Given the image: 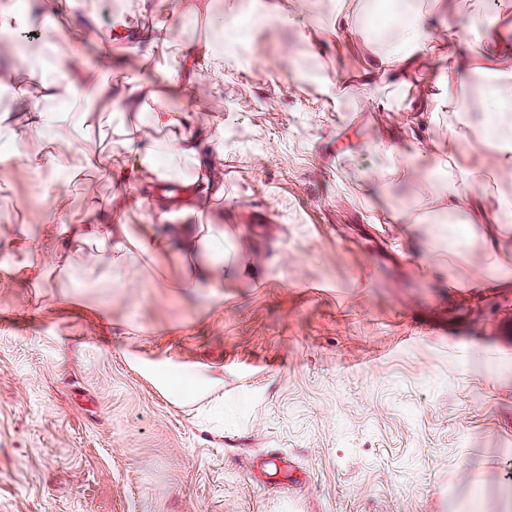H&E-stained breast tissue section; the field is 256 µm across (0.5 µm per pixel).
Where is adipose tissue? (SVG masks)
I'll use <instances>...</instances> for the list:
<instances>
[{
	"mask_svg": "<svg viewBox=\"0 0 512 512\" xmlns=\"http://www.w3.org/2000/svg\"><path fill=\"white\" fill-rule=\"evenodd\" d=\"M427 25L422 13L414 8L398 12L392 20V41L387 55L371 59L365 73V82H374L377 75L392 81L408 83L419 51L426 39ZM69 109L46 112L31 107L28 129L35 134H46L56 140L76 146L80 155L79 165L69 167L70 179H78L84 168L110 167L98 142L88 132V114L82 109L85 88L71 85ZM441 98L449 108H456L464 99H473L480 109L470 112L448 137V156L456 158L471 143L474 127L494 132L499 142L496 161L502 168L512 167V136L505 129V119L512 115V83L505 81L489 92L470 93L466 84L445 83ZM195 136L183 138L178 144L157 140L133 149L135 172L148 183L165 179L167 165L176 161L196 169V179L187 182V195L198 193L218 195L223 186L217 185L210 173L204 172L205 159L198 148ZM485 171L484 164L457 169L448 176V187L443 197L448 213L468 212L472 223L489 221L486 203L473 195ZM184 211H170L166 207L149 205L143 214V226L137 235H127L124 225L111 219L85 224L69 232L59 249L38 250L34 260L27 265V272L42 273L44 269L57 271L58 281L79 280L85 286H98L116 295L124 293L131 284L130 274L159 263L167 253L185 254L189 262L182 269L181 285L195 289L224 272V228L219 224L184 223Z\"/></svg>",
	"mask_w": 512,
	"mask_h": 512,
	"instance_id": "ef3b65f1",
	"label": "adipose tissue"
}]
</instances>
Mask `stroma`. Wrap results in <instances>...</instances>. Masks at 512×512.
Wrapping results in <instances>:
<instances>
[{
  "label": "stroma",
  "instance_id": "1",
  "mask_svg": "<svg viewBox=\"0 0 512 512\" xmlns=\"http://www.w3.org/2000/svg\"><path fill=\"white\" fill-rule=\"evenodd\" d=\"M287 19L257 21L270 0H35L19 38L0 46V85L31 84L18 52L49 54L72 82L136 78L165 108L208 109L207 164L224 200L201 197L195 224L223 225L239 267L256 276L191 292L173 255L149 284L100 303L63 286L46 303L6 280L45 243L37 177L0 162V512H501L512 488V223L481 224L448 251L439 196L451 110L430 97L448 26L488 54L512 33V10L474 23L471 0H423L433 46L415 83L364 84L376 49L367 18L340 30L336 0H277ZM197 8L199 23L186 16ZM253 17L248 41L224 48L210 79L204 18ZM190 71L186 90L167 78ZM391 98L392 109L370 100ZM126 126L148 144L146 113L113 103L90 133L113 165ZM415 155L412 164L403 154ZM68 225L124 203L128 233L166 182L91 170L55 184ZM417 206L418 224L401 223ZM267 223L252 224V212ZM503 248L497 262L488 244ZM205 369L223 387L188 399L180 379ZM281 455L285 474L264 465Z\"/></svg>",
  "mask_w": 512,
  "mask_h": 512
}]
</instances>
